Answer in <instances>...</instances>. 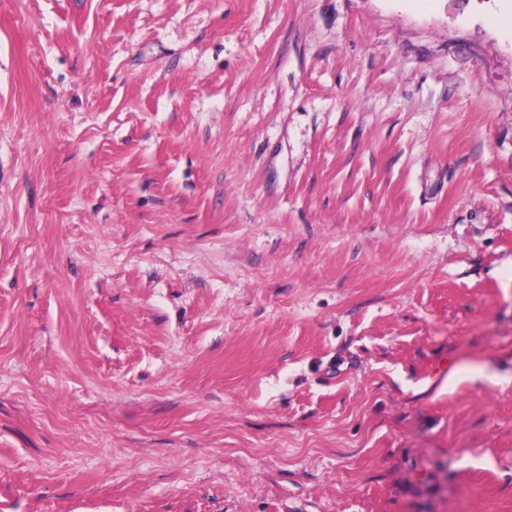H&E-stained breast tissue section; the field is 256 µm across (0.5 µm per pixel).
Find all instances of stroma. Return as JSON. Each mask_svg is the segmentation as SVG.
<instances>
[{
	"mask_svg": "<svg viewBox=\"0 0 512 512\" xmlns=\"http://www.w3.org/2000/svg\"><path fill=\"white\" fill-rule=\"evenodd\" d=\"M0 512H512V0H0Z\"/></svg>",
	"mask_w": 512,
	"mask_h": 512,
	"instance_id": "35a3bbf8",
	"label": "stroma"
}]
</instances>
